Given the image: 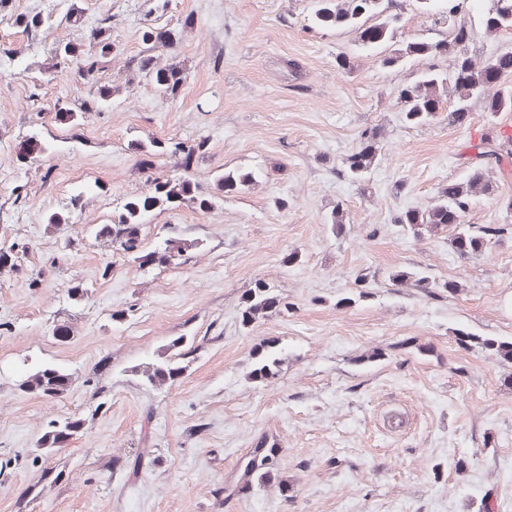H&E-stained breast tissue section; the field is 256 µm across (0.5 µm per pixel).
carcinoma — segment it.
I'll return each mask as SVG.
<instances>
[{
	"mask_svg": "<svg viewBox=\"0 0 512 512\" xmlns=\"http://www.w3.org/2000/svg\"><path fill=\"white\" fill-rule=\"evenodd\" d=\"M441 2L440 15L447 24L446 36L437 41L415 40L395 48L381 59L386 67L399 65L406 58L436 60L442 58L440 49L448 47L451 54L446 72H441L432 64L419 79L400 90L399 96L404 102V120L420 126L428 123L439 109L443 98L451 95L456 98L455 109L450 112L452 122L460 123L462 112L471 111V101L483 102L485 111L493 117L499 112H512V87L505 85V79L512 74V52L477 60L469 55V45L479 33L494 35L504 30H512V0H488L489 5L482 14L481 29H473V35L466 41L456 33V26L466 23L464 5L466 0H422L430 10L436 2ZM403 0H315L313 23L319 26L334 25L349 28L357 34L359 44L369 50L394 41L401 19ZM57 64L67 68L73 66L78 73L92 72L97 61L81 58V52L70 44L57 49ZM138 70L154 79L160 94L173 97L182 82V71L175 63L165 68L157 67L151 56H143L137 63ZM380 133L377 129L364 130L359 145L346 160V172L355 179L362 177L377 159ZM205 142L192 145L182 142L173 144L172 153L183 155L181 165L190 169L194 155L203 154ZM474 151L470 156L473 168L461 181L448 183V188L440 192L438 200L425 210H408L396 217V222L406 227L415 240L426 235L448 232L450 246L460 255L469 256L480 253L487 242V232L500 235L511 230L510 227H497L489 230L461 222L452 223L451 215L466 213L474 197L491 195L495 185L488 176L492 165H500L505 158H512V133L494 130L479 141L469 145ZM256 181L253 171L229 172L217 177V189L220 192H233L252 185ZM213 204V197L198 194L193 179L185 174L170 177H155L150 180L147 193L129 198L122 211L113 216L112 223L98 224L94 229L95 237L112 241V247L124 255L138 261L139 266L165 263L174 257H182L191 250L194 242L180 237L166 239L163 246L145 252L141 246V227L144 216L153 208L194 206L206 210ZM413 281L418 288L431 287L429 277L420 276L404 270H395L389 274L393 284H406ZM282 306V300L271 294L267 284L258 279L254 287L245 294L241 313L245 325L259 317L267 316ZM184 371L177 362V354L166 355L161 360L146 367L144 373L152 384L172 382ZM71 382L69 374L54 367H42L27 375L20 383L25 392H39L47 396H57L67 390ZM82 426L79 419L67 418L52 422L40 438V446L53 450L63 447ZM265 444L254 448L253 455L245 466L244 483L248 487L262 485L272 478L273 456L264 452Z\"/></svg>",
	"mask_w": 512,
	"mask_h": 512,
	"instance_id": "1",
	"label": "carcinoma"
}]
</instances>
